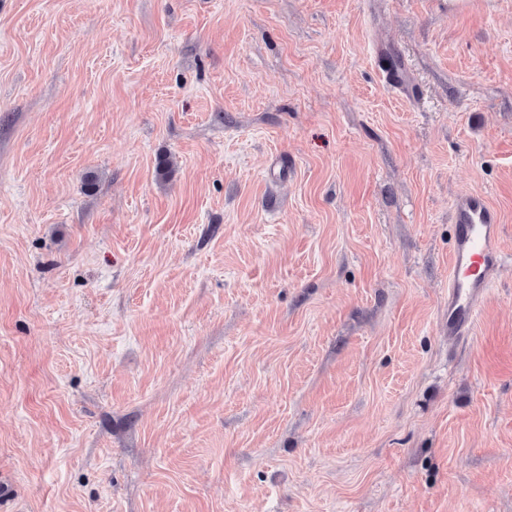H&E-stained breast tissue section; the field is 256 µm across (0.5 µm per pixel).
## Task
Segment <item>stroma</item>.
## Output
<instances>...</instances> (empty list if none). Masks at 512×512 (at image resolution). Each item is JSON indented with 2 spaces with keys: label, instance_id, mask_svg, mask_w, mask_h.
Here are the masks:
<instances>
[{
  "label": "stroma",
  "instance_id": "stroma-1",
  "mask_svg": "<svg viewBox=\"0 0 512 512\" xmlns=\"http://www.w3.org/2000/svg\"><path fill=\"white\" fill-rule=\"evenodd\" d=\"M0 512H512V0H0ZM454 240L448 281V337L470 336L504 264L500 216L479 193L459 195L453 206Z\"/></svg>",
  "mask_w": 512,
  "mask_h": 512
}]
</instances>
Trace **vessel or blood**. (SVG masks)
Returning <instances> with one entry per match:
<instances>
[{"instance_id":"obj_1","label":"vessel or blood","mask_w":512,"mask_h":512,"mask_svg":"<svg viewBox=\"0 0 512 512\" xmlns=\"http://www.w3.org/2000/svg\"><path fill=\"white\" fill-rule=\"evenodd\" d=\"M454 240L448 282V335L470 336L504 264L500 216L479 193L459 195L453 206Z\"/></svg>"}]
</instances>
